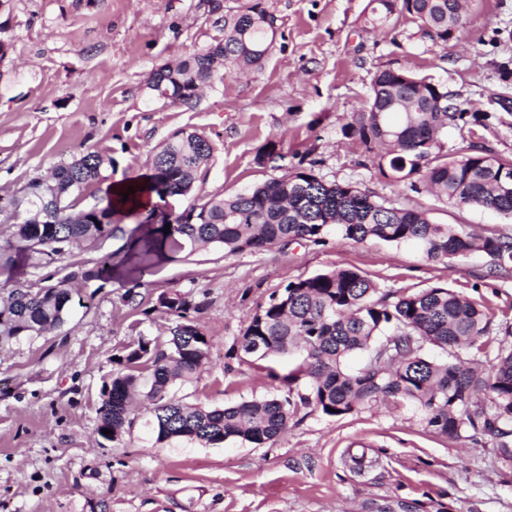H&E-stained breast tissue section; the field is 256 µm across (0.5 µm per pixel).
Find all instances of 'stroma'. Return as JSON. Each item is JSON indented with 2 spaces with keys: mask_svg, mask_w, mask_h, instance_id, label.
<instances>
[{
  "mask_svg": "<svg viewBox=\"0 0 512 512\" xmlns=\"http://www.w3.org/2000/svg\"><path fill=\"white\" fill-rule=\"evenodd\" d=\"M250 2L223 0L214 13L210 0H0V192L98 151L112 165L84 191L81 204L91 206L186 129L213 149L194 183L200 203L310 169L438 224L512 229L510 218L384 178L365 146L342 133L376 73L408 68L489 113L472 139L512 160V0H470L445 45L398 14L371 30L370 0H260L275 18L260 67L226 72L189 105L151 95L153 70L222 39L225 16ZM271 144L275 155L257 165ZM337 268L367 276L383 295L445 285L477 299L494 345L512 326V276L490 277L478 253L451 270L412 244L336 233L319 245L168 253L143 278L121 273L102 288L76 287L59 330L0 345V512H375L392 501L414 512H512V452L488 437L432 432L409 403L343 416L301 407L285 434L257 448L155 444L143 408L119 438L97 434L101 388L118 370L113 355L141 334L166 338L175 324L159 296L191 294L211 345L209 363L175 396L221 408L283 395L268 371L287 372L299 353L265 363L232 346L272 294Z\"/></svg>",
  "mask_w": 512,
  "mask_h": 512,
  "instance_id": "1",
  "label": "stroma"
}]
</instances>
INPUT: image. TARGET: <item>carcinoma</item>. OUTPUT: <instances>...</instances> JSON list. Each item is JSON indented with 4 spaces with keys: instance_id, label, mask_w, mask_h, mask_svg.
Instances as JSON below:
<instances>
[{
    "instance_id": "obj_1",
    "label": "carcinoma",
    "mask_w": 512,
    "mask_h": 512,
    "mask_svg": "<svg viewBox=\"0 0 512 512\" xmlns=\"http://www.w3.org/2000/svg\"><path fill=\"white\" fill-rule=\"evenodd\" d=\"M367 22L371 26L396 12L408 14L424 39L448 44L450 28L462 27L461 0H374ZM275 36L274 18L256 2L224 17V40L195 52L176 65L153 71L148 88L173 103L189 105L198 90L211 83L217 68L247 70L269 52ZM485 112H471L451 101L448 90L408 69L383 70L375 75L364 107L342 129L373 153V163L395 182H410L459 208H476L512 218V189L498 188V175L512 174V161L493 155L483 144L470 141L454 153L445 150L448 130L483 126ZM212 158V147L202 136L180 130L156 151L148 186L128 181L129 199L144 193L187 197L195 175ZM112 164L106 155L90 151L58 165L50 181L68 200H74L100 181ZM27 210L40 214V223L24 218L7 225L11 246L24 253L33 268L55 264L74 247L97 249L98 242L120 230L114 224V205L97 204L46 214L37 179ZM190 209L198 210L191 224L164 225L143 237L138 267L154 264L164 248L179 251L199 245H220L228 253L253 251L276 243L323 241L332 227L356 243L413 242L423 256L452 268L475 252L490 258V271L512 268V234L470 232L461 224H437L423 210L398 207L358 186L327 183L313 171L299 169L280 180H267L245 193L214 194ZM109 221L97 225L98 217ZM45 239L34 248L31 240ZM113 253L102 255L86 269L72 264L61 282L48 286L41 298L27 295L15 280L7 297L0 296V342L33 339L61 327L67 320L70 283L112 281ZM377 285L359 272L337 268L289 283L259 307L238 338L242 354L256 360L287 355L302 358L281 376L270 375L288 388L272 396L224 408L187 404L169 396L170 387L191 380L208 360L209 341L191 313L199 310L188 294H176L159 306L177 316L164 342L139 336L123 347L116 364L123 371L102 385L97 432L111 431L115 439L133 425L134 403L151 413L155 443L188 439L201 445L240 441L256 447L288 430L293 410L312 406L325 415L343 416L366 406L393 401L417 405L430 430L461 437L488 436L500 448L512 447V344H499L493 353L484 341L488 319L483 306L439 285L403 293L389 300L377 296ZM378 336L384 337L376 342ZM437 347L443 360L427 356ZM486 356L477 363L465 354ZM364 351L368 360L358 372H347L344 362ZM306 392L294 391L301 379Z\"/></svg>"
}]
</instances>
